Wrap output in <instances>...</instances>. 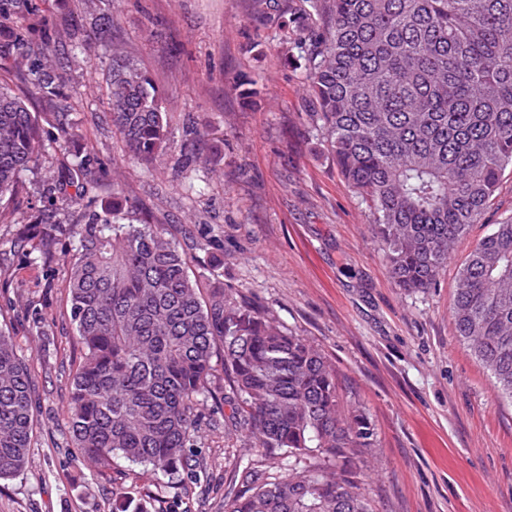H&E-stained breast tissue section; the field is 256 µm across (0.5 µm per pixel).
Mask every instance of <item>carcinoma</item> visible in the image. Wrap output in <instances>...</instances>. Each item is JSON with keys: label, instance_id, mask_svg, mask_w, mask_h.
I'll return each instance as SVG.
<instances>
[{"label": "carcinoma", "instance_id": "cac0c4a2", "mask_svg": "<svg viewBox=\"0 0 512 512\" xmlns=\"http://www.w3.org/2000/svg\"><path fill=\"white\" fill-rule=\"evenodd\" d=\"M276 27L303 23L294 43L336 166L365 200L393 282L435 284L512 167V0H303ZM39 0H0V214L51 143L76 144L73 96L61 69L84 49L78 29L36 42ZM16 15L30 20L11 26ZM108 104L128 158L152 168L171 149L164 96L112 47ZM26 234L56 239L45 211ZM65 279L75 340L66 418L73 446L99 469L116 457L174 475L201 466L187 449L212 396L216 360L246 414L224 426L266 455L303 463L288 473L234 465L225 512H373L353 459L374 428L341 402L336 368L269 313L192 272L161 224L122 192L112 207L68 226ZM456 336L512 402V217L469 253L454 292ZM35 376L0 330V480L26 466Z\"/></svg>", "mask_w": 512, "mask_h": 512}]
</instances>
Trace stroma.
Listing matches in <instances>:
<instances>
[{
	"label": "stroma",
	"instance_id": "obj_1",
	"mask_svg": "<svg viewBox=\"0 0 512 512\" xmlns=\"http://www.w3.org/2000/svg\"><path fill=\"white\" fill-rule=\"evenodd\" d=\"M302 0H101L96 28L84 0H46V37L83 28L86 64L65 75L81 106L71 115L95 160L97 206L121 185L144 219L190 245L191 268L227 295L265 307L335 366L344 402L375 429L358 459L374 512H512V404L455 334L450 309L470 250L512 215V168L479 223L456 244L436 284L396 287L367 203L339 173L306 94L305 60L280 42L253 47L270 14ZM144 67L166 98L174 144L153 170L128 160L107 87L113 46ZM253 79L259 94L242 95ZM203 139L182 166L185 127ZM65 236L36 262L0 263V329L36 375L28 463L0 480V512H224L232 472L224 426L238 400L199 410L194 475L152 479L114 460L97 470L73 448L65 421L80 361L72 341Z\"/></svg>",
	"mask_w": 512,
	"mask_h": 512
}]
</instances>
